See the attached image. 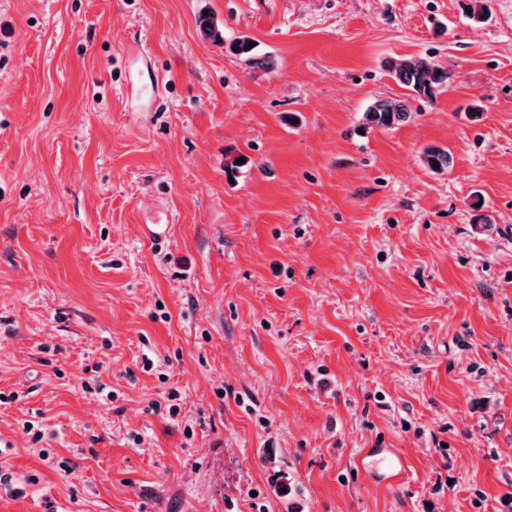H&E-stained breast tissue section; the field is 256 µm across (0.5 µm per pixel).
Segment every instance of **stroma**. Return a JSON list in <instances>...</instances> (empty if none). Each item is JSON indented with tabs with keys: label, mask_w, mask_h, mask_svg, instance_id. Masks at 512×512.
<instances>
[{
	"label": "stroma",
	"mask_w": 512,
	"mask_h": 512,
	"mask_svg": "<svg viewBox=\"0 0 512 512\" xmlns=\"http://www.w3.org/2000/svg\"><path fill=\"white\" fill-rule=\"evenodd\" d=\"M485 2L0 0V512H512V0ZM408 57L450 72L434 100ZM387 98L411 118L361 130ZM388 70L412 93L414 99L421 101L432 100L450 77L448 70L420 57L391 60ZM359 462L366 473L376 475L387 486L394 485L406 469V460L396 448H372Z\"/></svg>",
	"instance_id": "stroma-1"
}]
</instances>
